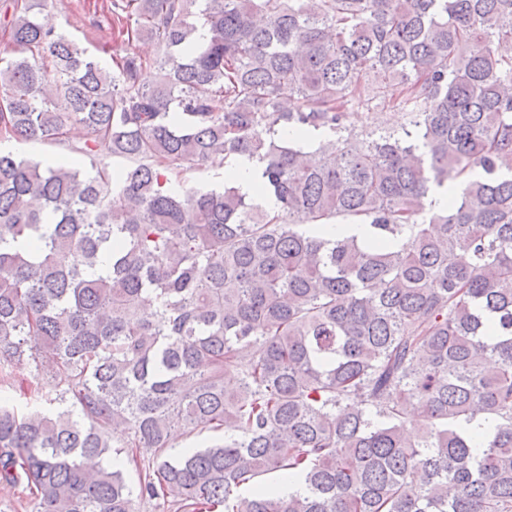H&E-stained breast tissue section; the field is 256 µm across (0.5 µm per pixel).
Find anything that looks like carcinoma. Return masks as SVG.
Masks as SVG:
<instances>
[{"instance_id": "1", "label": "carcinoma", "mask_w": 512, "mask_h": 512, "mask_svg": "<svg viewBox=\"0 0 512 512\" xmlns=\"http://www.w3.org/2000/svg\"><path fill=\"white\" fill-rule=\"evenodd\" d=\"M111 12L161 54L108 71L49 0L0 6V135L78 125L75 151L129 161L0 151V380L28 365L60 405H0V487L36 512H512V0ZM355 108L408 122L357 132ZM219 155L275 207L166 187ZM228 173L234 175L236 186L247 196L255 197V183L257 179V166L255 161L247 158H238L231 164H224V178Z\"/></svg>"}]
</instances>
